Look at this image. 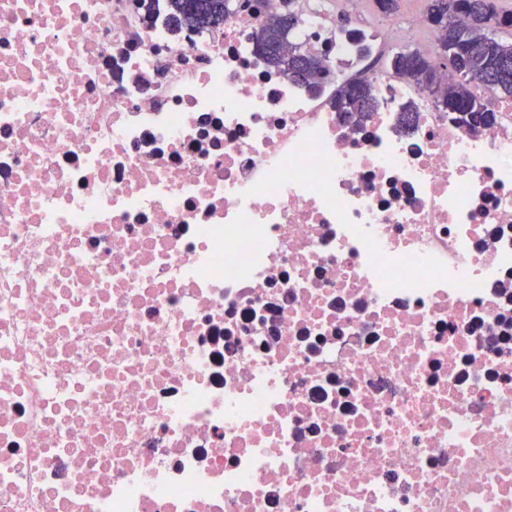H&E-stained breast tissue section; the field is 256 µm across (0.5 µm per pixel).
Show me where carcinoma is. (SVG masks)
I'll return each instance as SVG.
<instances>
[{
	"mask_svg": "<svg viewBox=\"0 0 512 512\" xmlns=\"http://www.w3.org/2000/svg\"><path fill=\"white\" fill-rule=\"evenodd\" d=\"M232 0H167L168 22L182 27L184 17L197 9L221 16L230 13ZM427 13L439 15L436 29L438 46L448 51L444 64L448 83L441 88V106L458 114V122L481 127L492 125L498 115L495 103L473 91L477 82L496 94V100H512V66L500 70L505 61L512 62V41L506 42L499 33L512 29V11L498 10L495 0H428ZM302 20L291 10H270L261 26L254 32L255 51L268 65L283 72L285 61L266 48L288 43V48L304 60V66L288 73L300 85L314 86L327 75L324 60L305 50L297 41ZM391 61L399 78L421 83L430 69L429 58L418 51H400ZM336 111L350 123H362L369 113L376 111L377 101L373 88L362 82L342 85L334 99Z\"/></svg>",
	"mask_w": 512,
	"mask_h": 512,
	"instance_id": "obj_1",
	"label": "carcinoma"
}]
</instances>
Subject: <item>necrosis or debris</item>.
<instances>
[{
	"mask_svg": "<svg viewBox=\"0 0 512 512\" xmlns=\"http://www.w3.org/2000/svg\"><path fill=\"white\" fill-rule=\"evenodd\" d=\"M353 5L311 89L250 10L0 0V512H512V101L456 122ZM168 8V22L181 28L184 17L193 10L204 9L206 12L221 16L220 23L217 24H198L195 31L200 33L203 30L212 31L224 25V19L230 13L232 0H166ZM336 112L342 119L350 123H362L369 117V112H375L377 101L373 88L362 82H349L342 85L334 99ZM368 102L372 106H368Z\"/></svg>",
	"mask_w": 512,
	"mask_h": 512,
	"instance_id": "4bbe7bcc",
	"label": "necrosis or debris"
}]
</instances>
